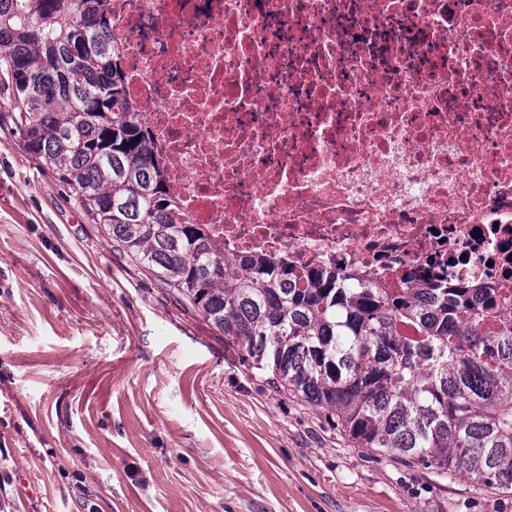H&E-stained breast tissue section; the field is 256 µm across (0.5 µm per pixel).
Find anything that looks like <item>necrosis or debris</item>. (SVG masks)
Returning <instances> with one entry per match:
<instances>
[{"instance_id":"necrosis-or-debris-1","label":"necrosis or debris","mask_w":512,"mask_h":512,"mask_svg":"<svg viewBox=\"0 0 512 512\" xmlns=\"http://www.w3.org/2000/svg\"><path fill=\"white\" fill-rule=\"evenodd\" d=\"M111 48L226 254L512 289V0H110Z\"/></svg>"}]
</instances>
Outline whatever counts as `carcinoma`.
<instances>
[{"label": "carcinoma", "mask_w": 512, "mask_h": 512, "mask_svg": "<svg viewBox=\"0 0 512 512\" xmlns=\"http://www.w3.org/2000/svg\"><path fill=\"white\" fill-rule=\"evenodd\" d=\"M108 2L0 0V126L112 247L360 447L512 494V294L226 255L181 210L124 95Z\"/></svg>", "instance_id": "obj_1"}]
</instances>
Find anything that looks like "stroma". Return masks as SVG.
Wrapping results in <instances>:
<instances>
[{
	"label": "stroma",
	"mask_w": 512,
	"mask_h": 512,
	"mask_svg": "<svg viewBox=\"0 0 512 512\" xmlns=\"http://www.w3.org/2000/svg\"><path fill=\"white\" fill-rule=\"evenodd\" d=\"M271 378L0 128V512H512Z\"/></svg>",
	"instance_id": "obj_1"
}]
</instances>
